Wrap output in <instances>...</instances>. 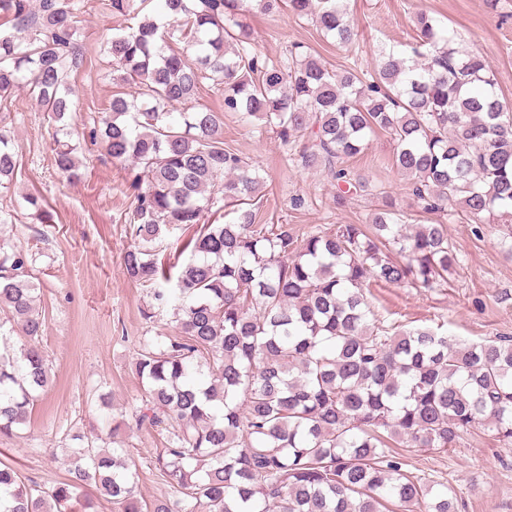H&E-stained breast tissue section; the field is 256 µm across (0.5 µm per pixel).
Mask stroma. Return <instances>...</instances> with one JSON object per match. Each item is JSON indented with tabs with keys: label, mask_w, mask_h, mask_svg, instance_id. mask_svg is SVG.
<instances>
[{
	"label": "stroma",
	"mask_w": 512,
	"mask_h": 512,
	"mask_svg": "<svg viewBox=\"0 0 512 512\" xmlns=\"http://www.w3.org/2000/svg\"><path fill=\"white\" fill-rule=\"evenodd\" d=\"M81 20L83 63L71 75L72 128L88 132L108 106L116 86L103 52L104 40L126 24L103 9L101 0H73ZM359 43L348 50L290 13L264 15L248 9L244 21L264 56L277 58L288 43H300L334 69L358 56L375 66L379 48L407 49L415 36L414 18L424 12L447 24L463 49L480 52L498 73L499 93L512 103V0H347ZM4 125L17 153L10 189L0 191V238L22 246L33 258L37 305L46 327L40 341L52 366V382L34 406L20 434L0 439V462L16 466L27 478L52 484L68 475L72 438L82 435L97 446L112 445V420L132 415L144 404V388L135 372L139 343L145 337L173 335L171 313L155 306L148 286L128 278L122 263L130 244L133 184L142 172L116 166L100 146L83 142L80 176L67 179L53 165L51 121L26 88L0 102ZM224 141L262 170L256 221L290 224L298 234L339 224H365L382 201L364 195L337 203L334 188L319 170L288 166L273 135H258L224 117ZM388 134L372 135L349 165L369 180L384 184L420 224H443L458 264L439 288L371 285L368 301L381 319L405 328L441 327L450 340L483 342L512 337V255L501 247L504 227L488 224L474 235L469 224L443 215L417 213L408 181L392 165ZM41 195L50 223L34 221L23 197ZM309 204L294 211L291 195ZM108 405H101L100 394ZM167 425L131 429L124 454L138 473L136 494L145 502L167 497L172 487L154 465L164 447ZM407 470L433 482L437 493L452 492L456 512H512V447L478 426L445 452L419 450L406 458Z\"/></svg>",
	"instance_id": "35a3bbf8"
}]
</instances>
